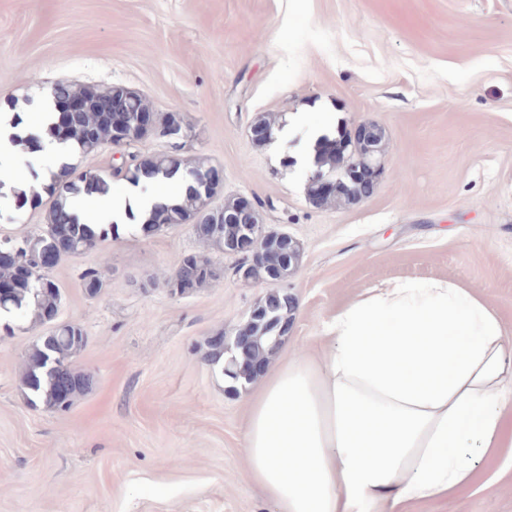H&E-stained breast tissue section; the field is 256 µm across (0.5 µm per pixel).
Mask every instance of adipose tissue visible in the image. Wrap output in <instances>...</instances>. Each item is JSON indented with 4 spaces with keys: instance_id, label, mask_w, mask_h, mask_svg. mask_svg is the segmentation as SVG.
I'll use <instances>...</instances> for the list:
<instances>
[{
    "instance_id": "1",
    "label": "adipose tissue",
    "mask_w": 512,
    "mask_h": 512,
    "mask_svg": "<svg viewBox=\"0 0 512 512\" xmlns=\"http://www.w3.org/2000/svg\"><path fill=\"white\" fill-rule=\"evenodd\" d=\"M24 133L0 116V185L30 196L40 184L15 177ZM166 200L107 195L102 214L120 224ZM246 405V473L279 512H404L512 439V328L448 280H398L338 308Z\"/></svg>"
}]
</instances>
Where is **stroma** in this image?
<instances>
[{
	"label": "stroma",
	"mask_w": 512,
	"mask_h": 512,
	"mask_svg": "<svg viewBox=\"0 0 512 512\" xmlns=\"http://www.w3.org/2000/svg\"><path fill=\"white\" fill-rule=\"evenodd\" d=\"M140 91L185 113L189 161L224 170V195L260 205L267 230L302 246L283 342L303 351L355 295L441 278L482 295L512 326V0H0V113H24L57 81ZM385 131L374 194L312 206L306 130L288 115ZM270 116L273 139L250 137ZM190 226L127 227L103 258L51 270L60 318L88 335L77 369L95 374L67 411L20 387L31 329L0 338V512H278L245 474L247 390L205 359L266 288L223 276L179 296L164 288L201 250ZM103 281L82 286L86 269ZM407 512H512V446L478 460L462 490Z\"/></svg>",
	"instance_id": "stroma-1"
}]
</instances>
